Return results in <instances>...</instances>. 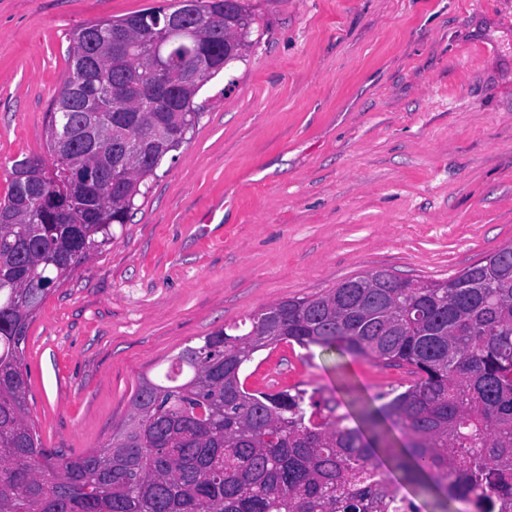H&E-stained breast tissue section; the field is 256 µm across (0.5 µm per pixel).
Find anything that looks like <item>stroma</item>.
<instances>
[{"label":"stroma","mask_w":512,"mask_h":512,"mask_svg":"<svg viewBox=\"0 0 512 512\" xmlns=\"http://www.w3.org/2000/svg\"><path fill=\"white\" fill-rule=\"evenodd\" d=\"M254 48L128 222L28 329L44 447L99 448L141 375L288 298L377 270L442 280L512 242V0H245ZM171 0H0V197L47 154L71 32ZM251 390L298 388L354 414L407 369L282 343Z\"/></svg>","instance_id":"obj_1"}]
</instances>
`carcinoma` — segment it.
Returning a JSON list of instances; mask_svg holds the SVG:
<instances>
[{
  "instance_id": "1",
  "label": "carcinoma",
  "mask_w": 512,
  "mask_h": 512,
  "mask_svg": "<svg viewBox=\"0 0 512 512\" xmlns=\"http://www.w3.org/2000/svg\"><path fill=\"white\" fill-rule=\"evenodd\" d=\"M211 40L244 59L253 16L244 0H190ZM161 9L75 29L70 76L46 113L50 160L18 161L41 183L12 178L0 200V512H419L380 476L384 446L403 479L441 512H512V243L443 280L411 287L386 270L293 298L185 347L167 370L141 377L130 413L100 449L67 457L42 445L28 415V327L47 296L129 221L157 170L198 123L194 98L220 73L200 67L194 40L173 35L158 71L150 39ZM200 70L196 82L187 70ZM106 136L60 154L56 136L89 111ZM170 128L157 139L155 118ZM144 158L116 171L109 157ZM69 212L70 223L58 221ZM406 367L405 390L360 396L361 425L304 390H250L254 355L280 343ZM405 442L396 449L392 429Z\"/></svg>"
}]
</instances>
